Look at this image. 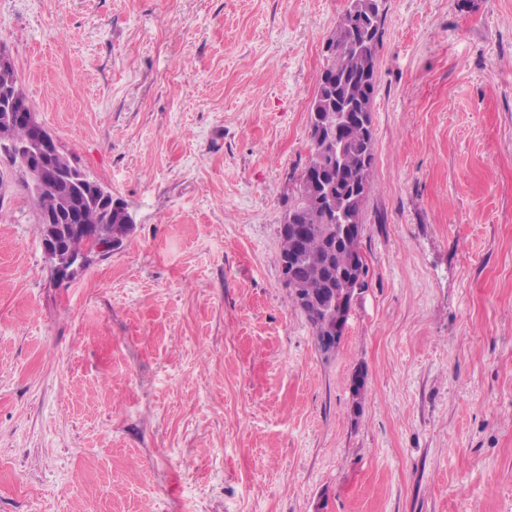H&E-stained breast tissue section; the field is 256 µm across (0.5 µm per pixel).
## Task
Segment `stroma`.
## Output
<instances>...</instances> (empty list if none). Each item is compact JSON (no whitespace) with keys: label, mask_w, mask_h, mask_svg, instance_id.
<instances>
[{"label":"stroma","mask_w":512,"mask_h":512,"mask_svg":"<svg viewBox=\"0 0 512 512\" xmlns=\"http://www.w3.org/2000/svg\"><path fill=\"white\" fill-rule=\"evenodd\" d=\"M348 0H0L39 121L135 219L71 280L0 186V512H512V0H384L331 357L280 224Z\"/></svg>","instance_id":"35a3bbf8"}]
</instances>
